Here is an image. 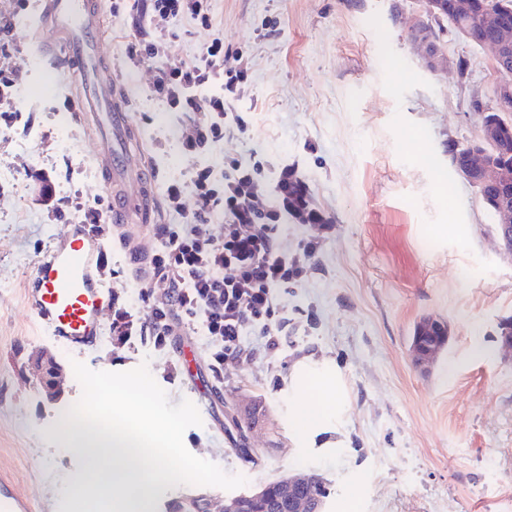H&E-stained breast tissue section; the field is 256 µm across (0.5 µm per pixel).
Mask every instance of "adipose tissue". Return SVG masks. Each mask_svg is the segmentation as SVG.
<instances>
[{
	"instance_id": "adipose-tissue-1",
	"label": "adipose tissue",
	"mask_w": 512,
	"mask_h": 512,
	"mask_svg": "<svg viewBox=\"0 0 512 512\" xmlns=\"http://www.w3.org/2000/svg\"><path fill=\"white\" fill-rule=\"evenodd\" d=\"M294 380L298 391L291 410L290 424L298 438L325 429L331 416L346 409L345 389L338 371L305 364Z\"/></svg>"
}]
</instances>
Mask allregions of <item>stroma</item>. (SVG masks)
Instances as JSON below:
<instances>
[{
    "mask_svg": "<svg viewBox=\"0 0 512 512\" xmlns=\"http://www.w3.org/2000/svg\"><path fill=\"white\" fill-rule=\"evenodd\" d=\"M218 31L178 18L163 62L192 58L221 34L239 53L246 79L226 106L244 134L212 152L254 158L271 188L282 165L308 186L330 222L322 230L289 222L280 247L302 254L307 275L281 292L288 323L280 350L262 351L247 332L245 351L210 369L205 337L180 328L171 347L103 337L68 351L30 312L25 290L34 263L72 230L76 204L107 203L94 144L69 125L70 85L38 64L34 24L0 0L8 65L32 91L16 99L21 123L0 120V476L38 512H82L64 488L83 459L53 437L81 396L72 363L121 372L147 365L171 402H193L202 419L183 437L189 452L245 477L238 494L296 470L319 474L331 490L326 512H512V359L497 341L512 316V257L498 248L496 224L476 188L455 171L449 144L474 139L496 103L498 77L485 50L440 31L442 53L466 60L467 79L428 68L410 35L416 0H214ZM105 51L132 113L157 184L187 177L194 161L172 136L183 115L151 97L158 65L133 66L129 42L153 29L129 0H104ZM54 178L63 216L42 205L25 169ZM434 317L449 341L428 369L413 365L416 324ZM64 374L56 397L42 391L36 358ZM338 368L347 410L301 447L289 422L292 374L303 359ZM205 497L218 512L227 490L155 489L146 512Z\"/></svg>",
    "mask_w": 512,
    "mask_h": 512,
    "instance_id": "stroma-1",
    "label": "stroma"
}]
</instances>
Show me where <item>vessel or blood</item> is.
Listing matches in <instances>:
<instances>
[{"mask_svg": "<svg viewBox=\"0 0 512 512\" xmlns=\"http://www.w3.org/2000/svg\"><path fill=\"white\" fill-rule=\"evenodd\" d=\"M33 8L42 22L36 39L58 72L74 79L79 105L73 120L94 142L109 188L105 224L77 225L70 241L48 250L33 266L26 292L36 320L66 347L82 351L96 343L101 312L109 304L98 278V251L113 228H135L151 220L146 163L103 52L102 0H35Z\"/></svg>", "mask_w": 512, "mask_h": 512, "instance_id": "1", "label": "vessel or blood"}]
</instances>
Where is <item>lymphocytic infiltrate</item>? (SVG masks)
<instances>
[{
    "instance_id": "1",
    "label": "lymphocytic infiltrate",
    "mask_w": 512,
    "mask_h": 512,
    "mask_svg": "<svg viewBox=\"0 0 512 512\" xmlns=\"http://www.w3.org/2000/svg\"><path fill=\"white\" fill-rule=\"evenodd\" d=\"M146 12L160 37L179 17L212 30L214 36L191 60L160 68L151 87L152 95L170 111L195 113V120L176 127L174 136L197 163L188 180L174 178L164 187L166 207L181 221L153 225L156 249L139 290L145 312L113 308L112 339L122 345L139 336L163 348L176 328L186 325L206 336L210 366L218 373L226 359L242 353L247 330L259 331L267 353L279 350L285 319L278 294L299 284L305 267L280 248L277 233L287 226L289 212L318 223L324 217L307 197L288 196L286 186L293 176L289 169H281L267 192L257 180L258 163L230 155L220 166L209 160L210 149L223 143L230 128L224 95L234 92L244 78L236 53L225 50L223 38L215 34L211 0H149ZM160 37L128 44V58L140 64L160 57ZM215 82L221 93L200 97V90ZM188 192L197 201L190 212L182 207ZM217 215L223 231L216 236L210 226ZM158 282L164 283L163 292L155 291Z\"/></svg>"
}]
</instances>
